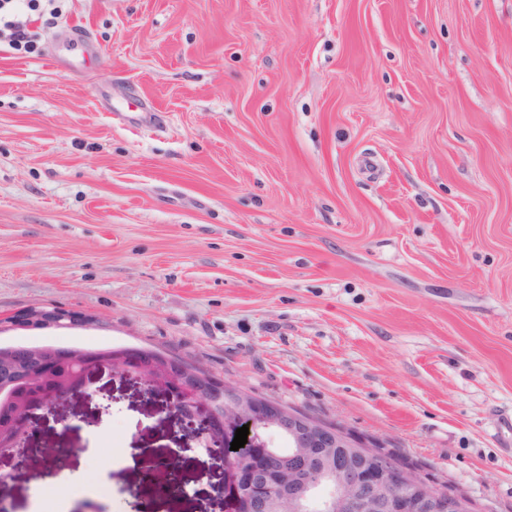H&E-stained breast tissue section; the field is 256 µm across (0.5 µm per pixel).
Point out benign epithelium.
Returning a JSON list of instances; mask_svg holds the SVG:
<instances>
[{
    "instance_id": "1",
    "label": "benign epithelium",
    "mask_w": 512,
    "mask_h": 512,
    "mask_svg": "<svg viewBox=\"0 0 512 512\" xmlns=\"http://www.w3.org/2000/svg\"><path fill=\"white\" fill-rule=\"evenodd\" d=\"M99 321L91 314L56 308L33 309L18 318L0 323V334L23 327L92 328ZM142 349L130 348L114 356L90 354L83 349L57 348L41 360L59 364H79L83 372L65 391L49 393V402L41 409L33 404L20 405L34 373L5 375L0 378V403L8 405L11 420L0 436V461H8L9 470L0 472L5 484L19 473L21 464H30L35 448L22 444L11 424L24 421L25 429L39 427L52 421L60 423L62 403L87 392L94 377L124 376L143 383L151 391L167 399V407L182 420L196 423L209 438L224 440V494L230 512H288V505L299 500L302 483L317 484L329 475L338 493L331 502L332 512H433L439 508L441 493L425 488L411 473L392 474L388 461L373 456V465L366 469L345 455L329 460L330 469L322 471L313 448H353L355 444L342 433L310 418H303L286 409L259 399L232 382L210 374L198 363L183 359L172 360L175 369L166 373L149 371L141 361ZM248 426L249 436L244 448L248 450L250 468L237 466L239 452L231 450L235 431ZM275 428L291 437L298 451L288 458V467L280 471L272 463L267 431ZM264 471L279 486L276 500L255 493L242 495L245 484L253 474ZM304 482H299L298 477Z\"/></svg>"
}]
</instances>
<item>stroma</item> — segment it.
Masks as SVG:
<instances>
[{"mask_svg": "<svg viewBox=\"0 0 512 512\" xmlns=\"http://www.w3.org/2000/svg\"><path fill=\"white\" fill-rule=\"evenodd\" d=\"M0 44V316L150 347L512 512V0H59ZM84 26L87 41L73 30ZM74 453L181 449L176 512L224 457L134 381L63 408ZM99 321L91 314L79 311L56 308L33 309L29 313L18 316L17 319L0 323V334L16 328L23 327H56V328H92L97 327Z\"/></svg>", "mask_w": 512, "mask_h": 512, "instance_id": "stroma-1", "label": "stroma"}]
</instances>
